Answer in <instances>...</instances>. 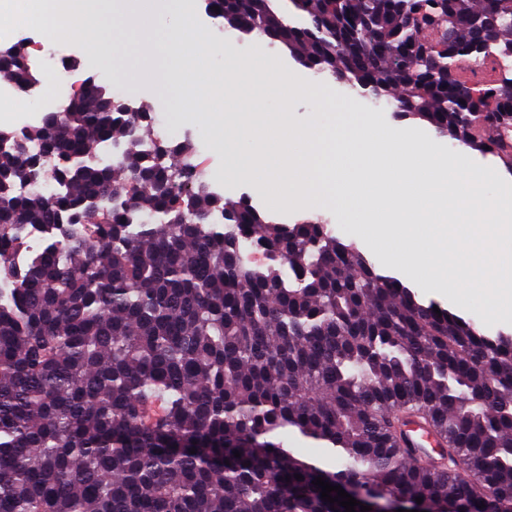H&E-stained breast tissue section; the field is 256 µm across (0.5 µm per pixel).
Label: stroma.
<instances>
[{"label":"stroma","mask_w":512,"mask_h":512,"mask_svg":"<svg viewBox=\"0 0 512 512\" xmlns=\"http://www.w3.org/2000/svg\"><path fill=\"white\" fill-rule=\"evenodd\" d=\"M185 22L192 26H204L216 43H228L235 47L234 53L217 54L209 58L208 68L212 78L210 86L193 84L186 89L187 94L210 103L212 118L208 119L194 113L181 114L175 95L165 77L164 32H157L154 36L152 54L157 61L158 70L151 78L144 77L131 65L132 59L138 57L141 50L139 37L118 28L112 31L114 46L111 50L110 65L99 66L85 43L75 36L68 39L71 46L69 63L71 68L83 77H95L98 84L105 86L115 98L121 99L133 108L161 117L176 131L177 142L185 144L189 151H202L209 170L224 175V188L221 192L224 200L235 202L243 198L249 199L254 206L260 207L261 211L282 224H292L303 217H321L327 220L330 228L343 240L350 241L354 238L349 218L339 207L328 205L285 208L266 203L262 200L264 191L258 182L228 175L227 170L235 158L246 153L249 148L248 142L235 138V123L242 111L241 103L244 96L249 93L256 95L263 107L270 112L278 111L280 105H287L289 118L298 129L317 121L321 112L327 109L335 112L336 122L340 125L350 126L369 122L384 132L408 131L420 138H436L439 149L451 154L458 149L457 143L453 140L436 137L434 129L426 122L398 120L390 107L359 97L347 85L332 79L325 80L323 96L319 99L287 96L285 87L276 83L255 88L246 85L235 89L227 88L219 81V73L234 70L244 64L264 67L272 59L280 60L295 80L311 83L316 81L317 76L296 62L285 48L265 40L258 42L241 37L236 32L219 29L214 20L206 18L202 0H197L193 15L186 17ZM361 252L380 273L394 275L416 292L420 301L437 303L454 313L460 311L454 295L431 293L413 270L392 269L381 249L365 246ZM463 314L465 319L482 324L487 335L512 333V326L503 323L493 326L483 324L477 310L472 309Z\"/></svg>","instance_id":"stroma-1"}]
</instances>
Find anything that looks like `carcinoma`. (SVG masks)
<instances>
[{
    "label": "carcinoma",
    "mask_w": 512,
    "mask_h": 512,
    "mask_svg": "<svg viewBox=\"0 0 512 512\" xmlns=\"http://www.w3.org/2000/svg\"><path fill=\"white\" fill-rule=\"evenodd\" d=\"M287 2L291 17L278 0L212 5L224 29L512 164L494 135L512 115V69L494 65L512 58V0ZM24 54H0V76L28 94ZM476 55L492 76L459 71ZM150 123L90 83L0 152V512H346L317 477L512 512V340L435 313L320 218L221 203L177 164L184 147L137 149ZM120 137L124 190L96 152ZM47 176L51 194L17 189ZM29 224L48 231L36 249ZM247 241L276 258L246 262ZM409 413L444 434L439 461L403 447ZM290 431L338 469L296 457Z\"/></svg>",
    "instance_id": "cac0c4a2"
}]
</instances>
